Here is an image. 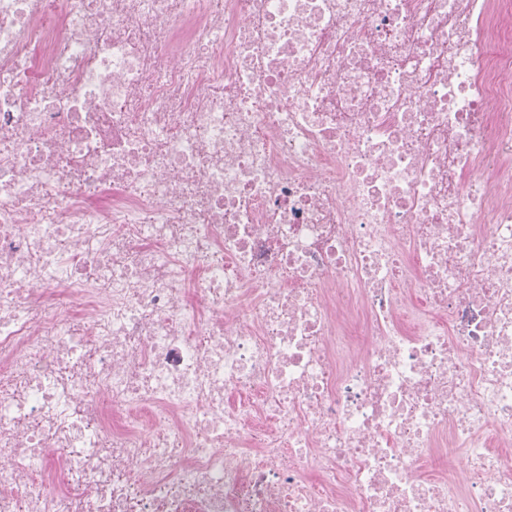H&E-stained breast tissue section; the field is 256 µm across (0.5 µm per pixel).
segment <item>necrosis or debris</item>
Returning <instances> with one entry per match:
<instances>
[{"mask_svg":"<svg viewBox=\"0 0 512 512\" xmlns=\"http://www.w3.org/2000/svg\"><path fill=\"white\" fill-rule=\"evenodd\" d=\"M0 512H512V0H0Z\"/></svg>","mask_w":512,"mask_h":512,"instance_id":"4bbe7bcc","label":"necrosis or debris"}]
</instances>
